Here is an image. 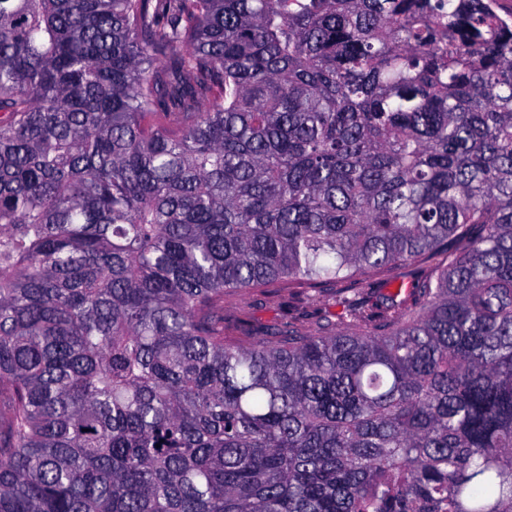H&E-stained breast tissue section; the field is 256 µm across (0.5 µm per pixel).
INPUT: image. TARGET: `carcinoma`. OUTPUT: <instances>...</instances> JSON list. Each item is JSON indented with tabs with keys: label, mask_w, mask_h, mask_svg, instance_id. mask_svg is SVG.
I'll return each mask as SVG.
<instances>
[{
	"label": "carcinoma",
	"mask_w": 512,
	"mask_h": 512,
	"mask_svg": "<svg viewBox=\"0 0 512 512\" xmlns=\"http://www.w3.org/2000/svg\"><path fill=\"white\" fill-rule=\"evenodd\" d=\"M498 2L0 0V512H512ZM343 285L320 294L295 285L281 283L258 295L224 296V336L245 340L275 332L285 323H294L313 332L324 315L328 298L341 292Z\"/></svg>",
	"instance_id": "carcinoma-1"
}]
</instances>
